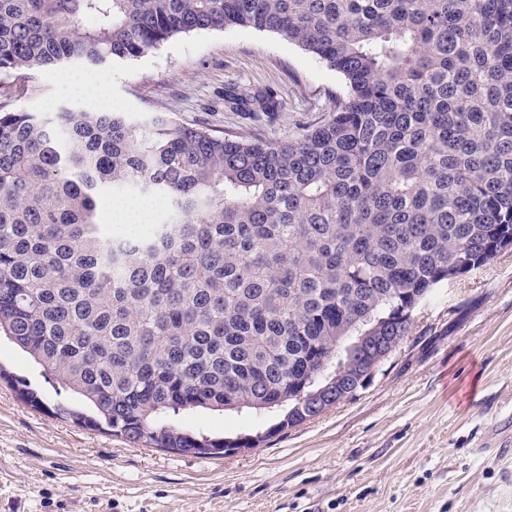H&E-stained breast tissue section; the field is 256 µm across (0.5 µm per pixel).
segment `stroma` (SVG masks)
<instances>
[{
    "label": "stroma",
    "mask_w": 512,
    "mask_h": 512,
    "mask_svg": "<svg viewBox=\"0 0 512 512\" xmlns=\"http://www.w3.org/2000/svg\"><path fill=\"white\" fill-rule=\"evenodd\" d=\"M88 75L99 101L70 92ZM276 93L275 112L225 106L224 88ZM343 77L279 35L229 26L174 37L138 58L71 64L15 104L68 105L137 120L166 112L216 134L282 139L333 110ZM0 365L43 408L0 380V512H512V458L495 454L512 417V248L439 288L354 396L256 448L198 458L52 415L73 397L0 335Z\"/></svg>",
    "instance_id": "stroma-1"
}]
</instances>
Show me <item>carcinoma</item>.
I'll list each match as a JSON object with an SVG mask.
<instances>
[{"label": "carcinoma", "mask_w": 512, "mask_h": 512, "mask_svg": "<svg viewBox=\"0 0 512 512\" xmlns=\"http://www.w3.org/2000/svg\"><path fill=\"white\" fill-rule=\"evenodd\" d=\"M229 25L317 56L348 94L271 141L0 93V334L92 410L53 414L200 457L353 396L373 356L349 337L396 348L437 288L512 247V0H0V74L34 88ZM224 100L278 109L270 90ZM107 192L172 211L114 236ZM341 363V391L302 400ZM201 410L281 419L226 440L185 421Z\"/></svg>", "instance_id": "1"}]
</instances>
